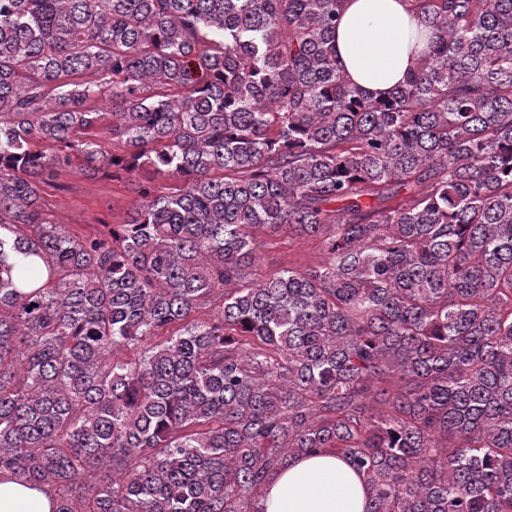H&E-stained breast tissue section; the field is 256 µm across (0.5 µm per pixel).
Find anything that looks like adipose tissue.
Wrapping results in <instances>:
<instances>
[{"instance_id": "ef3b65f1", "label": "adipose tissue", "mask_w": 512, "mask_h": 512, "mask_svg": "<svg viewBox=\"0 0 512 512\" xmlns=\"http://www.w3.org/2000/svg\"><path fill=\"white\" fill-rule=\"evenodd\" d=\"M425 27L406 0H346L336 27V52L351 81L375 95L402 83ZM366 488L349 463L330 453L290 462L268 482L266 512H365ZM54 498L36 485L0 478V512H54Z\"/></svg>"}]
</instances>
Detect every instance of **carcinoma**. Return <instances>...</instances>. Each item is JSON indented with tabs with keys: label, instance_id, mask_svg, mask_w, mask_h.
<instances>
[{
	"label": "carcinoma",
	"instance_id": "cac0c4a2",
	"mask_svg": "<svg viewBox=\"0 0 512 512\" xmlns=\"http://www.w3.org/2000/svg\"><path fill=\"white\" fill-rule=\"evenodd\" d=\"M343 2L0 0V473L55 512H264L318 452L366 512H512V0H411L381 98ZM76 159L182 186L79 235ZM284 230L322 259L251 270Z\"/></svg>",
	"mask_w": 512,
	"mask_h": 512
}]
</instances>
